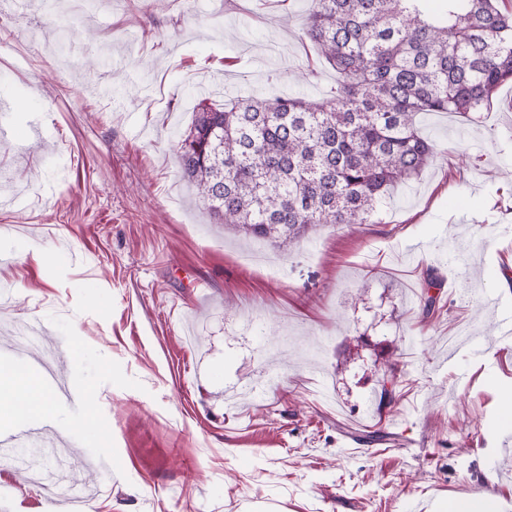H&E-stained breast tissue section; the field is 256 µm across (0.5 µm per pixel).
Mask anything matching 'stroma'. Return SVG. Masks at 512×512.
I'll use <instances>...</instances> for the list:
<instances>
[{
    "label": "stroma",
    "instance_id": "1",
    "mask_svg": "<svg viewBox=\"0 0 512 512\" xmlns=\"http://www.w3.org/2000/svg\"><path fill=\"white\" fill-rule=\"evenodd\" d=\"M309 8L25 0L0 15L1 118L44 127L25 149L0 138V362L36 358L14 330L38 320L60 374L95 391L110 447L68 406L31 417L73 438L64 475L100 488L85 512H440L473 495L512 512V337L497 326L512 84L477 119L421 117L434 164L371 223L317 227L287 256L213 223L181 176L175 133L201 99L330 95ZM463 332L480 350L457 347ZM376 430L387 440L366 442ZM101 455L123 469H90ZM54 510L39 472L0 467V512Z\"/></svg>",
    "mask_w": 512,
    "mask_h": 512
}]
</instances>
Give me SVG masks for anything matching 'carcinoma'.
<instances>
[{"label": "carcinoma", "mask_w": 512, "mask_h": 512, "mask_svg": "<svg viewBox=\"0 0 512 512\" xmlns=\"http://www.w3.org/2000/svg\"><path fill=\"white\" fill-rule=\"evenodd\" d=\"M312 0L306 35L339 74L322 101L201 100L179 136L183 177L217 223L290 251L320 224H368L430 166L417 117H470L512 83L506 0Z\"/></svg>", "instance_id": "obj_1"}]
</instances>
